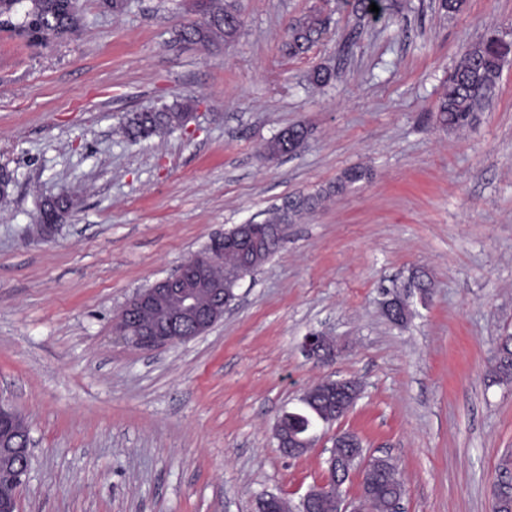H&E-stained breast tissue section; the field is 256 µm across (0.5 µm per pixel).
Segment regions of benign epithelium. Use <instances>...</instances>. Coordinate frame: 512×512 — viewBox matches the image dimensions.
<instances>
[{
  "mask_svg": "<svg viewBox=\"0 0 512 512\" xmlns=\"http://www.w3.org/2000/svg\"><path fill=\"white\" fill-rule=\"evenodd\" d=\"M279 235V228L272 224H242L240 234L232 240L216 232L211 242L220 248H231L238 253V264L224 270V279L242 278L241 267L256 266L263 259L266 243ZM210 259L201 256L193 264V272L185 275L178 272L157 280L150 288L136 290L125 302L112 325L113 334L122 337L141 350L176 346L187 343L207 333L224 315V310L232 299L224 296L223 279L214 277L210 271ZM161 312V318L152 323H136L134 319L145 311ZM302 351L309 357L325 360L332 348L328 336L322 332H310L302 343ZM323 393L336 402L337 416L347 414L362 394L360 383L353 379L342 387H332L324 383ZM273 435L277 447L286 449L287 455H303L314 443L313 434L306 436L290 435L275 423ZM356 433L338 432L334 435L332 449L326 460V476L319 484L310 488L299 500L297 508L307 509L314 500L323 497L331 483H345L354 475H363L364 468L346 469L336 461L337 446L355 444ZM31 442L15 449L21 456L19 465L11 475L16 486L20 487L28 475ZM285 498L273 492H265L258 498V512H280ZM334 512H366L365 492L361 491L352 499L341 495L331 499Z\"/></svg>",
  "mask_w": 512,
  "mask_h": 512,
  "instance_id": "benign-epithelium-1",
  "label": "benign epithelium"
}]
</instances>
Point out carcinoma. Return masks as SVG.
<instances>
[{
  "mask_svg": "<svg viewBox=\"0 0 512 512\" xmlns=\"http://www.w3.org/2000/svg\"><path fill=\"white\" fill-rule=\"evenodd\" d=\"M14 34L20 37L36 38V34L48 29L74 32L81 22V12L71 8L72 0H10ZM376 4L379 12L370 11ZM204 21L185 25L177 32L183 42L197 44L207 50L235 39L241 26V4L239 0H200ZM355 11L363 16L380 20L388 15L390 5L386 0H355ZM326 20L322 12L313 10L304 17L292 22L285 33L282 47L290 56L307 53L317 42ZM512 56V42L496 36L481 38L470 43L463 52L448 78L437 105L438 122L450 129H461L470 125L494 92L504 64ZM188 104L176 103L172 106L147 112H129L122 121L124 137L137 142L151 136H161L182 126ZM305 126L302 124L288 128V141L276 136L268 141L263 154L274 159L296 152L301 142ZM369 177V172L352 168L343 173L336 184L325 192L298 196L289 199L288 210L278 209L266 220L268 224H294L303 215L317 209L322 201L353 184ZM74 207L72 198L60 201L45 200L40 204V219L43 224H59L67 218ZM509 343L498 344L493 357V373L502 380L512 379V335ZM320 386L311 388L304 399L303 409L288 412L281 417V423L288 430L304 434L314 421L326 419L332 413L329 404L319 396ZM365 480L370 486L368 512H384L385 504L393 488L399 485L398 469L388 455L381 462L372 464L365 472ZM492 512H512V472L503 467L493 484Z\"/></svg>",
  "mask_w": 512,
  "mask_h": 512,
  "instance_id": "obj_1",
  "label": "carcinoma"
}]
</instances>
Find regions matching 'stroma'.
Here are the masks:
<instances>
[{
  "instance_id": "1",
  "label": "stroma",
  "mask_w": 512,
  "mask_h": 512,
  "mask_svg": "<svg viewBox=\"0 0 512 512\" xmlns=\"http://www.w3.org/2000/svg\"><path fill=\"white\" fill-rule=\"evenodd\" d=\"M392 22L354 0H241L235 42L177 41L195 0H130L120 14L80 0L79 30L27 41L0 33V403L34 442L20 512H256L266 491L298 502L325 477L336 432L388 454L402 512H492L512 456V382L491 357L512 333V61L461 131L436 106L465 48L512 41V0H389ZM327 34L299 57L281 43L311 8ZM332 71L324 86L314 69ZM189 100L173 133L130 142L129 112ZM305 125L293 156L263 145ZM349 186L289 225L204 336L153 351L113 336L136 289L175 272L211 233L259 222L288 198ZM75 207L48 241L27 232L47 197ZM426 271L429 297L412 276ZM411 317L392 323L385 290ZM333 336L331 361L304 336ZM363 392L305 454L273 426L326 379Z\"/></svg>"
}]
</instances>
